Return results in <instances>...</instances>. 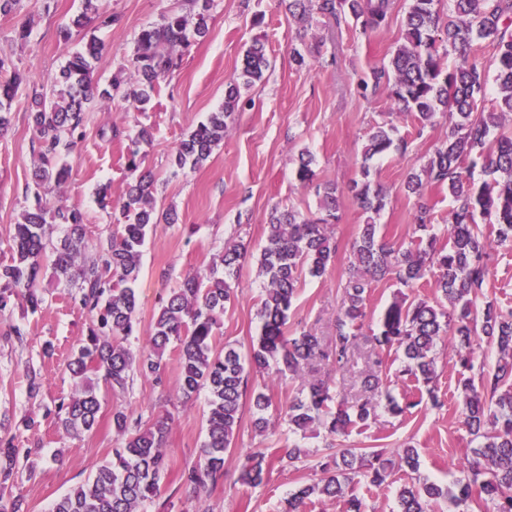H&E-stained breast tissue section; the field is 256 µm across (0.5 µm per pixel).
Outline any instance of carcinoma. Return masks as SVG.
<instances>
[{"label":"carcinoma","instance_id":"1","mask_svg":"<svg viewBox=\"0 0 512 512\" xmlns=\"http://www.w3.org/2000/svg\"><path fill=\"white\" fill-rule=\"evenodd\" d=\"M97 2L83 0V11L59 30L60 37L67 40L73 32L84 31L92 13L101 26L118 22L115 15L98 14ZM188 3L189 12L172 10L160 22L139 30L134 54L123 67L130 77L116 75L108 85L100 84L95 69L103 44L91 35L54 77L50 91L32 100L28 120L36 135L37 163L32 185L26 190L29 203L6 240L11 258L0 262V311L17 302L33 312L40 308L49 267L53 277L72 288L71 300L91 320L87 342L67 365L76 388L69 398L46 407L45 415L54 417L69 435L92 431L101 412L99 384L114 393L125 391L136 375L162 384L167 367L164 354L174 346L181 398L189 402L202 390L208 393L200 456L183 471L179 482L186 499L200 501L224 479L226 456L242 420L244 399H250L255 431L263 434L270 427L271 399L249 386L250 372H266L271 381L283 384L317 359L336 375L347 371L360 346L369 291L373 284L386 280L398 291L372 333L374 370L364 379L378 398L363 397L334 409L331 403L338 391L333 379L311 380L305 394L285 411L288 431L304 435L321 427L330 435H345L368 422L379 399L397 416L415 408L418 401L408 396L398 399L381 376L384 354L391 350L402 353V373L423 383L437 406L440 400L433 383L438 339L452 335L460 367L471 371L474 342L483 335L496 345L499 361L494 372L462 381L461 414L478 440L472 458L450 486L433 482L402 485L396 495V512H428L429 503L439 498L446 499L454 512H467L473 504L483 512H512V312L503 311L492 299L479 304L493 276L492 249L512 246V133L504 131V123L512 120V0H448V22L443 28L441 0H409L403 43L388 65L373 73V79L376 87L386 81L398 111L413 116L420 127L434 124L439 113L448 114L451 120L446 139L405 180L407 194L417 200V235L404 248L387 240L381 225L375 223L388 194L371 177V163L392 151L407 150L397 127L385 121L369 135L361 154L360 178L349 187L366 222L352 243L335 335L325 346L304 328L288 335V320L303 276L323 277L337 251L331 231L336 221V185L317 181L314 158L307 151L301 153L296 178L304 186H315L320 216L309 217L293 208L271 209L259 259V274L266 282L259 311L261 326L247 358L229 342L217 346L226 306L236 297L235 283L247 257V248L239 241L225 244L207 273L188 272L179 287L169 290L151 325L148 347L135 352L126 345L139 325L135 284L146 238L158 224L179 221L175 210L158 206L155 175L141 170V147L152 140L148 128L129 137L131 181L119 211L112 213L117 230L107 238L89 241L83 211L52 205L42 193L46 186H60L69 179L71 153L84 139L88 113L98 101L118 96L146 109L161 83L179 70L183 50L206 35L213 0ZM338 8L363 27L374 29L388 23L394 3L288 0L286 4L291 19L301 26L314 14L334 16ZM484 42L495 50L497 96L488 111L479 109L487 94L488 73L467 63L474 47ZM450 50L460 58L452 69L444 63ZM270 67L265 44L253 41L243 53L238 77L226 85L224 104L180 140L173 167L194 171L203 166L224 142L229 122L241 107V89L262 81ZM22 83L19 68L1 49V135L9 129L12 105ZM477 164L489 180L477 183L471 179L468 170ZM430 186L448 190L452 199L442 234L433 224V208L424 199ZM480 217L491 226L487 234L477 222ZM57 224L63 225L64 234L54 240L51 234ZM429 276L434 277L437 297L432 301L409 299L407 292ZM112 430L121 439L112 457L60 496L52 512H143L147 504L156 506L157 512H175L176 502L171 496L161 498L159 485L168 465L169 418L159 416L144 424L126 408L115 407ZM15 439L14 435L0 437V512H28L22 496L6 492L18 472ZM307 457L309 451L296 444L282 456L268 448L251 452L239 460V480L260 486L275 463L286 460L292 465ZM333 464L335 473L289 493L288 512H302L301 507L314 495L342 498L345 512H364L360 499L345 497V489L362 481L380 487L397 468L415 473L419 453L404 448L395 462L375 452L343 451Z\"/></svg>","mask_w":512,"mask_h":512}]
</instances>
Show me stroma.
Returning a JSON list of instances; mask_svg holds the SVG:
<instances>
[{
	"label": "stroma",
	"instance_id": "35a3bbf8",
	"mask_svg": "<svg viewBox=\"0 0 512 512\" xmlns=\"http://www.w3.org/2000/svg\"><path fill=\"white\" fill-rule=\"evenodd\" d=\"M181 2L99 0L100 13L120 17L118 24L95 31L105 45L97 64L101 84H108L131 57L139 29L159 21ZM54 3L47 12L43 0H21L16 13L0 15V49L11 55L27 77L13 104L10 129L0 138V262L10 258L3 241L25 205V188L36 157L27 117L31 95L49 86L81 46L79 37L61 39L59 29L81 12L82 0ZM395 4L388 24L375 30H362L350 17L336 21L321 15L305 30L288 20L283 0H214L206 37L185 50L181 69L161 85L146 110L117 98L89 112L86 136L71 157L72 175L51 193V200L84 211L89 239L112 233V220L99 208L95 192L107 187L113 204L121 203L131 178L126 167V137L146 125L153 141L145 148L144 165L157 175L162 206L175 209L180 217L176 225H158L144 245L143 269L136 283L140 331L131 337L132 346L147 343L152 319L167 289L175 287L187 272H207L225 241L235 239L248 245L251 256L241 270L237 296L224 314L219 340L248 353L261 325L258 310L263 278L258 274L257 258L269 212L276 204L306 214L317 213L319 208L313 188L302 186L295 177L298 157L305 150L315 158L318 180L336 183L341 192L338 220L332 228L337 252L325 277L304 279L288 326L305 325L322 341H330L350 247L366 219L347 187L359 176L368 135L387 119L393 120L410 146L405 153L392 152L373 163V176L388 193L379 221L395 245L405 247L414 239L416 200L407 195L404 182L424 156L446 139L450 126L441 115L434 125L419 128L412 118L396 114L386 87L369 84L372 69L386 64L402 42L407 2L395 0ZM27 20L33 24L31 37L24 43L14 41L15 28ZM256 39L266 44L271 61L264 79L244 90L245 105L235 113L223 145L203 167L172 176L170 158L179 140L220 108L227 83L241 67L244 50ZM297 51L304 55V65L295 64L292 55ZM111 123L123 129L124 139L109 141L99 136V128ZM15 325L26 329L24 342L10 337ZM88 326V318L71 302L68 288L57 282L47 288L41 310L31 313L14 307L0 311V436H19L21 459L12 492L24 498L28 512H47L54 500L111 457L119 445L112 430V410L119 405L146 422L166 413L172 416L166 442L168 467L160 481L162 496L175 493L181 472L199 458L206 399L201 396L181 403L179 367L171 349L165 354L166 387H156L152 380L138 376L125 392L101 391L100 419L92 432L70 436L54 419L44 416L42 403L70 396L75 389L66 365L83 344ZM48 343L54 347L49 357L43 354ZM29 366L42 377L38 402L27 396L25 369ZM436 373L443 406H432L425 399L403 417L377 408L366 426L337 438L336 448L367 449L389 457L411 446L420 454L421 478L447 485L469 455L472 442L458 404L461 374L446 336L437 342ZM250 382L267 386L272 398L268 416L275 428L272 433L259 434L251 415H243L234 450L226 457L224 479L207 500L210 512H284L291 490L320 477L315 465L324 453V435L304 438L289 433L280 420L281 411L299 395L300 381L268 386L262 376L254 374ZM26 415L34 417L35 427L16 432V422ZM296 443L309 448L307 465L275 466L268 481L257 487L238 482L239 456Z\"/></svg>",
	"mask_w": 512,
	"mask_h": 512
}]
</instances>
